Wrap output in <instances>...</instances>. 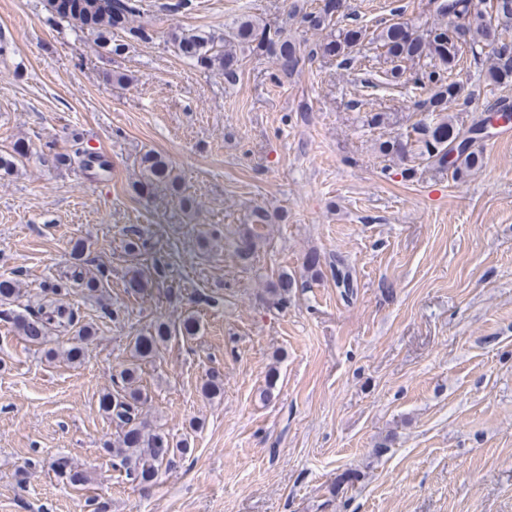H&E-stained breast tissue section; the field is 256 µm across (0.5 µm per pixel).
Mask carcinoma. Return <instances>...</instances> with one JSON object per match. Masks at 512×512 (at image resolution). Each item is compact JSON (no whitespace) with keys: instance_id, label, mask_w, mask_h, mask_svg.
<instances>
[{"instance_id":"obj_1","label":"carcinoma","mask_w":512,"mask_h":512,"mask_svg":"<svg viewBox=\"0 0 512 512\" xmlns=\"http://www.w3.org/2000/svg\"><path fill=\"white\" fill-rule=\"evenodd\" d=\"M86 5L60 12L53 8L52 0H45L49 20L65 21L73 27L91 28L99 35L116 30L124 33L125 40L112 45V53H122L130 42H145L153 33L144 26L133 25V17L139 12L138 0H112V7L103 9ZM435 16L439 23H417L399 15L389 20H380L372 33L350 25L354 10L334 15L318 7L295 6L291 10L292 20L302 28L326 30L325 38L309 48L303 49L288 34L284 27H271L253 18H241L225 29L224 37L197 31L176 29L171 37L180 55L192 65L208 71H218L224 82L233 85L238 79V51L255 48L266 54L275 65L271 79L279 83L283 77L298 72L307 62L321 58H336L343 63L357 59L363 42L377 45L384 50L392 67L384 72L387 83L401 81L411 85V92L418 95L414 100L416 110L423 114L407 135L390 136L379 141V153L396 159L403 168L404 178L414 176L415 168L408 166L422 160L440 168L463 166L472 170L481 164V152L475 148L484 130L500 112H509L511 107L493 106L488 115H480L470 126L463 128L454 123L448 115L449 105L460 99V85L457 76L463 70L464 53L474 57L485 56L488 67L486 79L499 87L512 85V0H489V8L482 10L473 0H432ZM422 58L429 59L424 69L410 79L403 78L402 63ZM366 108L364 125L374 129L386 123L388 116L370 107L369 101L360 102ZM58 164L78 169L97 168L106 171L108 161L102 156L85 150L75 149L70 153L56 154ZM143 180L136 190L149 193L162 186L179 199L184 210H192L195 200L185 194L181 175L161 154L146 152L141 158ZM168 263L160 258L154 260L151 270L136 271L131 277V286L146 288L155 278L167 276ZM331 275L341 296L353 294L352 274L341 258L331 265ZM296 287L293 275L283 272L279 275L272 295L276 304L286 307L292 288ZM79 323L77 310L57 298L48 304L29 307L26 313L14 317L18 333L32 344H43L51 328L64 331ZM172 336L171 326L160 322L147 332L135 337L133 357L146 358L157 353ZM90 338L85 335L74 337V341L61 352L71 363L81 361L83 344ZM143 399L138 365L135 363L122 369L118 374L116 388L104 394L100 400L101 410L120 429L119 446H105L104 451L121 459L126 468L127 478L139 485L152 483L163 465H168L176 456L188 451V438L178 441L161 432H148L141 420ZM55 476L71 486H82L87 475L67 461L55 468Z\"/></svg>"}]
</instances>
